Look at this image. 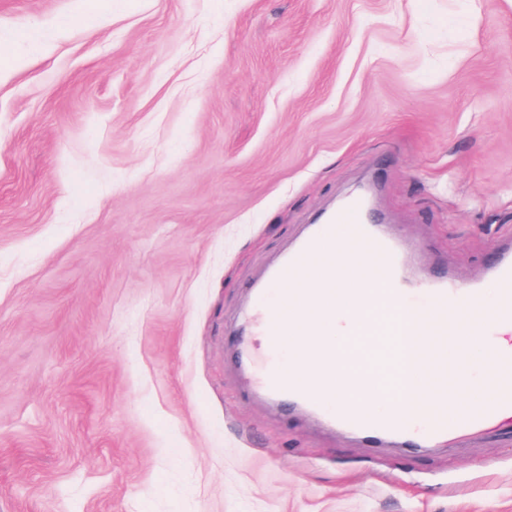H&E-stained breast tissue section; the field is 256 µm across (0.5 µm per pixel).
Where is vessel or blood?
Returning <instances> with one entry per match:
<instances>
[{
	"label": "vessel or blood",
	"mask_w": 512,
	"mask_h": 512,
	"mask_svg": "<svg viewBox=\"0 0 512 512\" xmlns=\"http://www.w3.org/2000/svg\"><path fill=\"white\" fill-rule=\"evenodd\" d=\"M370 202L361 193L346 199L329 213L324 223L309 225L294 248L268 274L262 285L252 289V309L261 321L265 338L262 356L244 352L243 364L257 363L258 388L276 403L312 413L325 427L358 434L389 438L403 444L430 447L450 438L484 431L499 424L512 425V383L491 382L488 401L468 406L452 415L404 418L399 413L356 411L331 401L321 377L294 374L284 342L288 306L295 302L303 278L322 273L321 258L346 257L354 287L363 289L360 301L386 312L384 322L367 320L366 335L391 334L403 338L407 328L403 316L419 312H448L458 315L478 303L481 285L462 283L443 273L413 282L405 272L404 251L383 225L369 218ZM497 287L498 305L490 317L496 327H512V241L498 243L488 270Z\"/></svg>",
	"instance_id": "b4317fda"
}]
</instances>
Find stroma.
Here are the masks:
<instances>
[{"mask_svg":"<svg viewBox=\"0 0 512 512\" xmlns=\"http://www.w3.org/2000/svg\"><path fill=\"white\" fill-rule=\"evenodd\" d=\"M0 512H512L251 394L249 291L362 187L428 273L512 237V0H0Z\"/></svg>","mask_w":512,"mask_h":512,"instance_id":"obj_1","label":"stroma"}]
</instances>
